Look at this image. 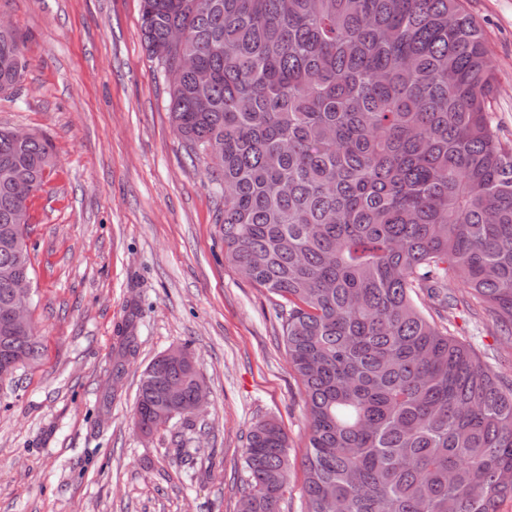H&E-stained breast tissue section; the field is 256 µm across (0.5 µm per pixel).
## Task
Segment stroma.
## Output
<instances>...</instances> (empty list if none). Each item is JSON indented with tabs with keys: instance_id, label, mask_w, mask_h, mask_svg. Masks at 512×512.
Instances as JSON below:
<instances>
[{
	"instance_id": "stroma-1",
	"label": "stroma",
	"mask_w": 512,
	"mask_h": 512,
	"mask_svg": "<svg viewBox=\"0 0 512 512\" xmlns=\"http://www.w3.org/2000/svg\"><path fill=\"white\" fill-rule=\"evenodd\" d=\"M493 53L491 117L512 139V0H465ZM29 62L0 127L45 135L55 172L32 201L29 304L44 353L0 384V512H237L247 435L277 421L294 465L280 512H305V392L281 300L224 260V195L167 111L139 0H0ZM450 332L501 375L512 343L461 290ZM137 338L120 379L125 331ZM189 346L207 399L192 429L132 425L139 378ZM193 448L191 465L180 449Z\"/></svg>"
}]
</instances>
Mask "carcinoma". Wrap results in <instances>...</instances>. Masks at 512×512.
<instances>
[{"mask_svg": "<svg viewBox=\"0 0 512 512\" xmlns=\"http://www.w3.org/2000/svg\"><path fill=\"white\" fill-rule=\"evenodd\" d=\"M140 20L165 69L171 28L187 34L196 68L168 108L220 178L224 260L288 303L306 512H499L512 499V379L444 325L451 278L512 337V140L490 119L493 55L464 0H140ZM27 67L16 30L0 31V93ZM54 167L47 138L0 128V169L39 192ZM28 209L0 181V308L4 272L32 274ZM3 355L36 364L35 329L0 330ZM195 379L154 359L134 425L191 429L180 408ZM244 467L238 512H277L292 468L277 422L251 428Z\"/></svg>", "mask_w": 512, "mask_h": 512, "instance_id": "cac0c4a2", "label": "carcinoma"}]
</instances>
